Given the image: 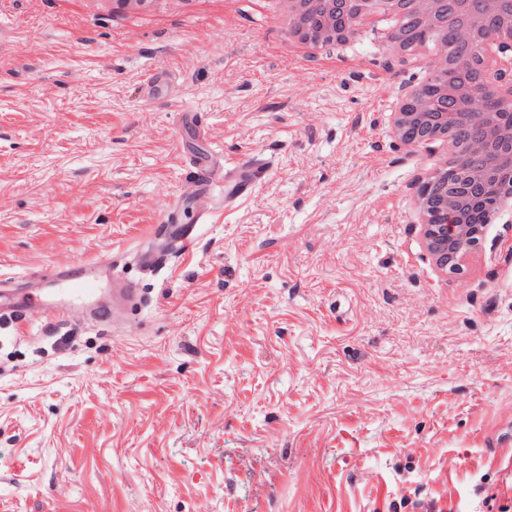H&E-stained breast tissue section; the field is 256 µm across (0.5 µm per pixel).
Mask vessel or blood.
<instances>
[{
    "mask_svg": "<svg viewBox=\"0 0 512 512\" xmlns=\"http://www.w3.org/2000/svg\"><path fill=\"white\" fill-rule=\"evenodd\" d=\"M172 92V79L163 71L150 73L140 87L141 95L149 98L167 97ZM270 169V162L263 159L248 158L221 164L204 156L192 159L187 176L198 191L195 221L185 223L181 201L170 203L151 236V245L139 253L141 262L151 268L163 267L171 257L190 251L195 243L197 225L205 223L209 217L208 201L219 193L224 197L225 208H234L255 192ZM111 274L112 263L108 260L71 267H48L32 276L36 291L24 300L11 289L9 280L0 279V318L16 321L30 313L49 318L55 310V301L60 298L74 306L86 307L96 300L103 278Z\"/></svg>",
    "mask_w": 512,
    "mask_h": 512,
    "instance_id": "vessel-or-blood-1",
    "label": "vessel or blood"
}]
</instances>
